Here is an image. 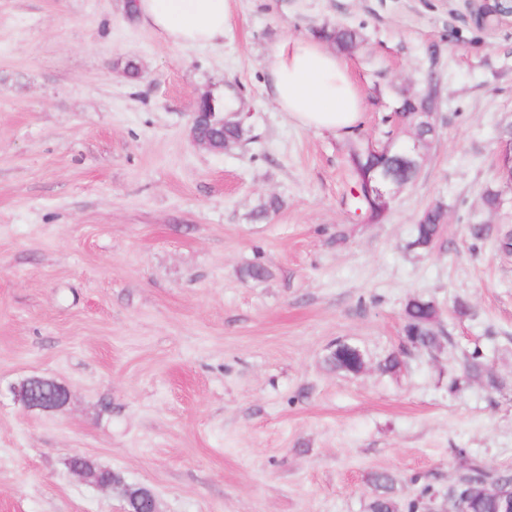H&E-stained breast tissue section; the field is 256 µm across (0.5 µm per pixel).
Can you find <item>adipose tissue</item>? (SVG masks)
Segmentation results:
<instances>
[{"instance_id":"1","label":"adipose tissue","mask_w":512,"mask_h":512,"mask_svg":"<svg viewBox=\"0 0 512 512\" xmlns=\"http://www.w3.org/2000/svg\"><path fill=\"white\" fill-rule=\"evenodd\" d=\"M135 18L167 44L216 49L224 43L230 0H134ZM267 90L289 121L315 132L350 134L362 118V102L344 60L321 41L287 36L268 51Z\"/></svg>"}]
</instances>
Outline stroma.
<instances>
[{"mask_svg": "<svg viewBox=\"0 0 512 512\" xmlns=\"http://www.w3.org/2000/svg\"><path fill=\"white\" fill-rule=\"evenodd\" d=\"M466 14L464 0H232L223 46L196 50L130 21L125 0H0V512H123L75 456L150 488L159 512H366L376 471L418 512H446L457 450L512 470V253L469 233L512 232L496 162L512 21ZM330 23L364 38L348 56L363 117L345 137L291 123L264 87L275 42ZM431 85L421 172L368 223L350 149L408 140L385 118ZM206 91L232 95L250 143L194 144ZM272 196L282 208L254 221ZM437 203L436 247L409 250ZM252 263L269 277L243 280ZM415 295L438 303L447 339L382 374ZM339 340L365 352L362 373L328 368ZM476 348L482 379L463 370ZM29 377L67 405L16 404Z\"/></svg>", "mask_w": 512, "mask_h": 512, "instance_id": "1", "label": "stroma"}]
</instances>
